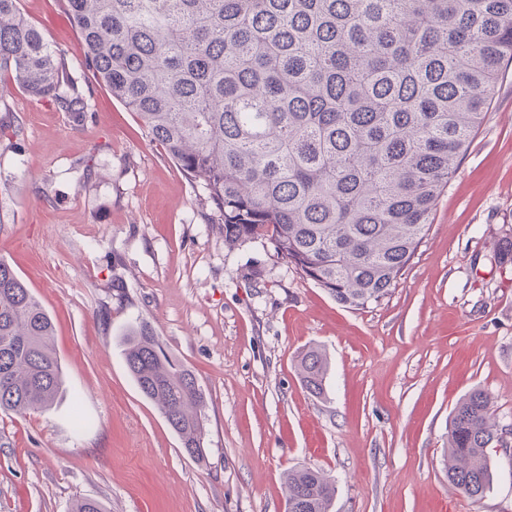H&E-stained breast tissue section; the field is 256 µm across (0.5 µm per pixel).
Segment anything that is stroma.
Instances as JSON below:
<instances>
[{"label":"stroma","instance_id":"35a3bbf8","mask_svg":"<svg viewBox=\"0 0 512 512\" xmlns=\"http://www.w3.org/2000/svg\"><path fill=\"white\" fill-rule=\"evenodd\" d=\"M88 103L0 84V260L53 318L63 392L0 412V512H286L284 474L336 485L330 512H512V457L473 500L448 480V429L476 389L512 426V63L396 288L355 310L217 216L136 114L83 64L63 0H21ZM148 321L207 399L206 458L181 448L129 377L120 340ZM327 356L325 391L296 370Z\"/></svg>","mask_w":512,"mask_h":512}]
</instances>
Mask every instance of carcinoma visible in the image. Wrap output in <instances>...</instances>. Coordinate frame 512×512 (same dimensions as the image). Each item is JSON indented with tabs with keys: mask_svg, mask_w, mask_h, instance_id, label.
Wrapping results in <instances>:
<instances>
[{
	"mask_svg": "<svg viewBox=\"0 0 512 512\" xmlns=\"http://www.w3.org/2000/svg\"><path fill=\"white\" fill-rule=\"evenodd\" d=\"M84 65L199 181L224 246L267 239L336 302L386 298L512 62V0H64ZM83 121L64 55L0 0V77ZM53 321L0 260V410L50 408L62 388ZM128 373L191 458L206 457V396L147 321L121 339ZM306 389L326 356L305 351ZM498 440L475 390L448 431V480L483 496ZM286 512H330L335 486L285 474Z\"/></svg>",
	"mask_w": 512,
	"mask_h": 512,
	"instance_id": "cac0c4a2",
	"label": "carcinoma"
}]
</instances>
